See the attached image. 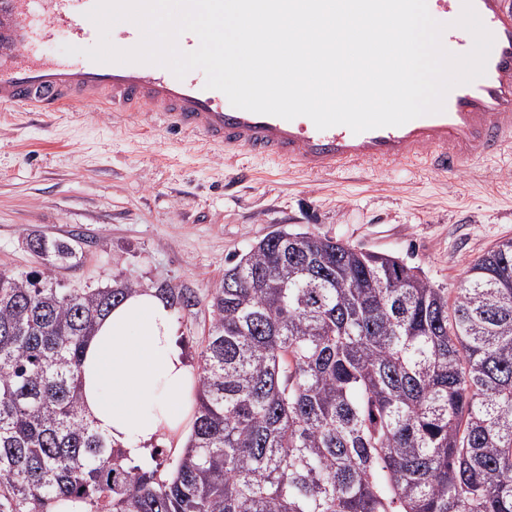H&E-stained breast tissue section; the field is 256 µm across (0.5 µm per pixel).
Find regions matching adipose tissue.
<instances>
[{"mask_svg":"<svg viewBox=\"0 0 512 512\" xmlns=\"http://www.w3.org/2000/svg\"><path fill=\"white\" fill-rule=\"evenodd\" d=\"M196 386L172 310L153 289H139L113 307L85 342L81 408L130 457L144 456L163 439L182 443Z\"/></svg>","mask_w":512,"mask_h":512,"instance_id":"ef3b65f1","label":"adipose tissue"}]
</instances>
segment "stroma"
Instances as JSON below:
<instances>
[{
    "mask_svg": "<svg viewBox=\"0 0 512 512\" xmlns=\"http://www.w3.org/2000/svg\"><path fill=\"white\" fill-rule=\"evenodd\" d=\"M280 229L401 257L453 291L512 238V152L454 175L403 164L298 177L244 154L225 161L198 138L99 105L0 109V270L40 269L25 247L30 234H77L83 261L54 268L60 284L128 277L203 297L231 260Z\"/></svg>",
    "mask_w": 512,
    "mask_h": 512,
    "instance_id": "1",
    "label": "stroma"
}]
</instances>
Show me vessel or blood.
Returning a JSON list of instances; mask_svg holds the SVG:
<instances>
[{
  "mask_svg": "<svg viewBox=\"0 0 512 512\" xmlns=\"http://www.w3.org/2000/svg\"><path fill=\"white\" fill-rule=\"evenodd\" d=\"M472 3L494 38L485 74L452 88L443 112L398 127L358 134L344 126L320 130L304 116L286 120L233 107L224 93L206 88L199 69L180 79L158 65L92 61L82 51L99 39L86 16L94 0H0V107L59 112L98 102L114 112L156 117L169 130L201 137L228 154L272 159L304 174L401 162L453 174L475 158L512 150V0ZM427 6L446 26L444 47L466 54L473 37L455 24L463 0H427ZM62 35L79 54L49 52ZM140 39L133 22L112 28L117 48H133Z\"/></svg>",
  "mask_w": 512,
  "mask_h": 512,
  "instance_id": "obj_1",
  "label": "vessel or blood"
}]
</instances>
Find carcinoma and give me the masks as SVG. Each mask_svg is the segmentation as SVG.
Returning a JSON list of instances; mask_svg holds the SVG:
<instances>
[{"label":"carcinoma","instance_id":"1","mask_svg":"<svg viewBox=\"0 0 512 512\" xmlns=\"http://www.w3.org/2000/svg\"><path fill=\"white\" fill-rule=\"evenodd\" d=\"M27 247L44 271H0V512H512V238L452 297L398 256L259 240L207 295L191 434L153 467L79 396L87 336L136 283L64 288L79 237Z\"/></svg>","mask_w":512,"mask_h":512}]
</instances>
